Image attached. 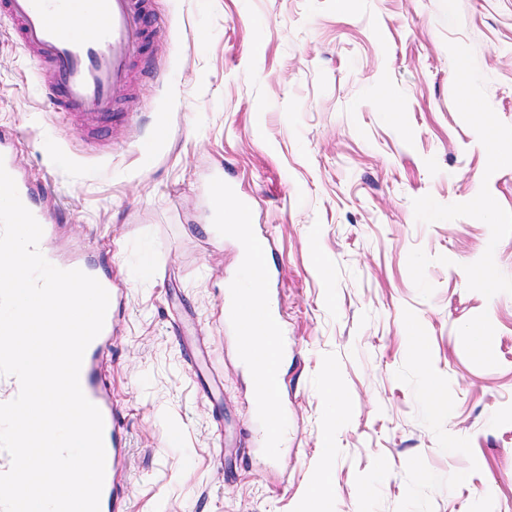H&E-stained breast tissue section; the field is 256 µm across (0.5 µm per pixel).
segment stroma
Returning a JSON list of instances; mask_svg holds the SVG:
<instances>
[{
  "label": "stroma",
  "mask_w": 512,
  "mask_h": 512,
  "mask_svg": "<svg viewBox=\"0 0 512 512\" xmlns=\"http://www.w3.org/2000/svg\"><path fill=\"white\" fill-rule=\"evenodd\" d=\"M150 19L102 134L52 112L0 24L15 164L50 182L61 254L108 259L127 293L103 363L125 512H308L329 443L326 512H512V161L481 141L512 152V0H152ZM227 210L271 239L272 460L226 305L243 243L212 228Z\"/></svg>",
  "instance_id": "stroma-1"
}]
</instances>
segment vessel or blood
I'll use <instances>...</instances> for the list:
<instances>
[{"label":"vessel or blood","instance_id":"obj_1","mask_svg":"<svg viewBox=\"0 0 512 512\" xmlns=\"http://www.w3.org/2000/svg\"><path fill=\"white\" fill-rule=\"evenodd\" d=\"M0 19L11 25L23 48L51 66L53 82L48 99L52 111L80 114L95 130L111 119L117 101L128 90L132 66L144 46L145 0H0ZM86 26L91 27V36L79 37V29ZM15 183L22 203L32 209L42 226V254L49 262L58 261L53 227L44 209L34 206L30 182L19 176ZM266 250L263 238L249 237L244 273L258 285L268 284L271 278ZM61 264L63 269H78L97 278L108 291L109 312L125 305L123 289L114 287L98 264L79 257ZM234 329L237 335L270 342L272 355L253 370L252 388L258 401L275 399L280 392L278 360L283 350V329L273 300L264 298L253 314L236 315ZM111 345L112 327L107 324L88 345L79 375L83 393L99 408L104 421L106 459L100 512H121L129 491L122 481L128 462L125 427L102 376L103 357Z\"/></svg>","mask_w":512,"mask_h":512}]
</instances>
